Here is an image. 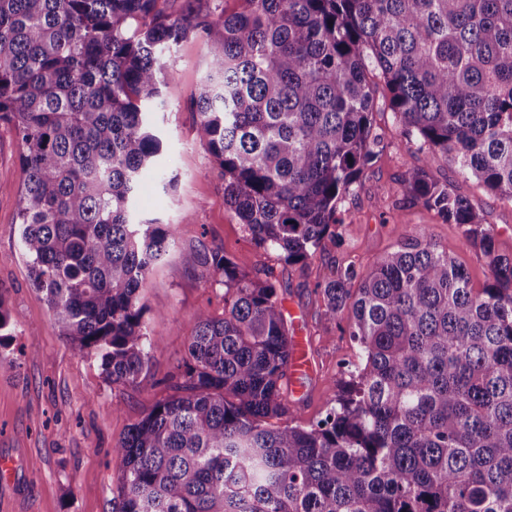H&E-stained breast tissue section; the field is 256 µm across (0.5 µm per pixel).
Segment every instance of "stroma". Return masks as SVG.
Wrapping results in <instances>:
<instances>
[{
  "instance_id": "1",
  "label": "stroma",
  "mask_w": 512,
  "mask_h": 512,
  "mask_svg": "<svg viewBox=\"0 0 512 512\" xmlns=\"http://www.w3.org/2000/svg\"><path fill=\"white\" fill-rule=\"evenodd\" d=\"M204 67L205 51L198 41L178 47L170 104L156 116L175 190L165 194L149 174L137 199L140 217L176 225L178 233L177 246L150 271L140 290L150 335L160 339L161 347L139 387L110 383L94 353L59 336L44 295L32 286L16 222L21 147L13 129L0 122V297L11 333L4 351L10 365L0 369V460L11 466L0 477V512H109L122 470L114 446L158 400L171 395V376L194 317L202 311L224 314L223 288L205 284L183 264L182 252L218 247L241 271L267 274L275 282L284 307L294 315L289 327L307 357L301 391L287 395L303 425L325 415L339 393L336 381L360 361L357 345L324 315L321 286L337 268L366 267L423 227L467 270L473 288H482L489 277L484 257L465 245L460 226L403 201L408 168H427L449 191L466 197L493 230L500 252L512 256V205L497 200L475 177L461 175L442 156L401 148V128L381 96L373 114L380 154L339 202L335 239L325 240L304 266L263 249L225 206L224 172L196 133L191 103Z\"/></svg>"
}]
</instances>
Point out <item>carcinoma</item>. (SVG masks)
<instances>
[{"label": "carcinoma", "instance_id": "carcinoma-1", "mask_svg": "<svg viewBox=\"0 0 512 512\" xmlns=\"http://www.w3.org/2000/svg\"><path fill=\"white\" fill-rule=\"evenodd\" d=\"M0 0V121L21 144L18 224L59 335L138 386L160 341L140 288L177 227L136 218L160 170L148 115L168 105L173 51L201 42L193 108L224 170V204L258 244L305 265L378 158V83L409 147L441 154L512 204V0ZM404 200L463 229L489 278L424 229L322 286L362 363L324 418L283 389L296 350L275 284L221 249L187 252L224 286L197 314L174 394L113 448L112 512H512V257L468 200L424 167Z\"/></svg>", "mask_w": 512, "mask_h": 512}]
</instances>
